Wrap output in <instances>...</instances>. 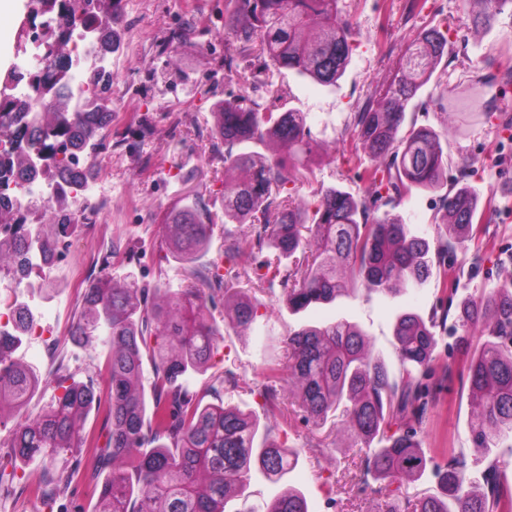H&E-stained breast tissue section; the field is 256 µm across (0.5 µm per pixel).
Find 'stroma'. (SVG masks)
<instances>
[{"label": "stroma", "instance_id": "stroma-1", "mask_svg": "<svg viewBox=\"0 0 512 512\" xmlns=\"http://www.w3.org/2000/svg\"><path fill=\"white\" fill-rule=\"evenodd\" d=\"M224 7L225 0L121 2L120 47L108 62L114 75L113 134L106 137L104 148L119 155L113 163L112 199L99 223L77 228L67 258L49 277L47 290L38 294L44 318L57 333L55 356L44 357L41 348L27 340L11 353L13 360L37 367L42 375L27 407L29 415L45 412L72 382L90 381L98 391L107 389V347L97 341L77 343L70 334L83 296L73 274L95 248L117 243L136 256L132 262L116 258L106 276L131 273L144 284L162 276L171 287L182 286L181 264L165 243L163 226L192 200L212 214L224 213V146L212 133L218 105L228 94H244L267 106L273 101L269 88L275 85L289 93L292 107L304 112L317 141L309 178L299 187L304 203H314L319 191L329 186L357 193L364 185L357 178L350 116L367 103L377 83L395 74L407 45L429 27L448 34V55L436 73L449 92H461L476 76L492 79L487 95L467 106L474 120L441 111L430 84L422 90V107L407 114L408 122L447 133L449 179H456L463 163H470L476 171L471 185L493 206L492 220L483 226L478 242L457 252L456 286L459 294L478 295L512 280V265L502 261L504 254L512 253V83L501 81L512 67V14L503 13L491 29L477 33L463 0H425L419 11L408 10L406 0H341L357 36L345 76L336 88L326 89L288 74L274 76L268 85L228 80ZM438 204V194L415 191L391 212L412 234L433 242L441 229ZM475 253L481 256L476 263L471 260ZM259 298L261 316L254 328L244 329L236 326L223 295H215L209 309L224 339L207 371L193 380L195 389L202 390L216 376H235L237 386L224 390L222 401L258 413L263 410V366L281 359L289 327L341 318L355 322L395 372L397 316L405 311L425 316L439 303L432 278L396 295L355 291L300 316L289 312L281 288L265 290ZM447 385L418 429L423 447L435 450L437 465L445 462V448L474 454L468 433L471 405L461 395L459 375H451ZM280 407L291 422L278 424L273 436L302 451L288 481L302 490L309 512H370L376 483L363 478L361 458L350 439L340 434L335 445L309 447L318 432L302 420L294 394L282 392ZM63 457L80 460L82 470L67 489L46 498L28 490L35 471L0 448V512H93L98 494L86 474L90 463L85 452L73 448Z\"/></svg>", "mask_w": 512, "mask_h": 512}]
</instances>
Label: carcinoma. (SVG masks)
Masks as SVG:
<instances>
[{
  "label": "carcinoma",
  "instance_id": "1",
  "mask_svg": "<svg viewBox=\"0 0 512 512\" xmlns=\"http://www.w3.org/2000/svg\"><path fill=\"white\" fill-rule=\"evenodd\" d=\"M67 5L66 11L57 9ZM31 0L46 7L53 27V53L40 56L36 70L19 74L22 87L40 91L41 107L28 111L25 101L0 97V128L9 147L0 151V266L17 278L28 275L30 256L38 247L51 256L78 227L82 190L97 170L96 154L104 148L103 131L112 124L107 93L112 71L86 73L79 96L85 108L74 110L65 90L73 63L59 66L71 52L74 37L93 36L100 56L115 52L121 0ZM340 0H226L224 30L242 44L251 60L229 59L226 70L245 81L259 82L272 71L287 70L324 88L336 87L350 62L355 29L340 15ZM473 5L475 29L493 26L512 0H467ZM448 53V38L436 27L423 31L405 49L400 70L375 90L374 99L351 115L356 157L366 184L353 194L335 187L320 190L309 208L281 196L286 185L307 179V156L313 139L304 113L285 105L260 107L245 97L230 96L221 106V123L213 137L224 142V223L250 224L253 236L224 234L228 259L253 249L271 254L258 282L279 285L288 310L299 314L330 304L360 283L368 293L397 294L417 286L440 270L439 306L428 317L401 313L394 326V347L401 379L372 352L364 332L346 320L322 325L303 323L288 331L284 362L265 368L264 396L278 409L282 382L296 389L305 420L322 428L340 417L362 453L364 476L379 481L374 490L377 512H512V491L501 481V460L489 449L512 439V281L460 303L455 337L461 372L473 409L471 438L481 456L469 460L448 451L434 471L439 494L408 496L402 487L427 472L430 454L416 433L401 428L412 419L425 421L439 378L448 365L436 364V328H446L450 313L448 270L457 249L477 238L488 207L460 170L461 186L441 195L447 232L438 234L436 256L429 242L411 235L402 220L384 210L413 190L437 192L448 183V136L428 127L401 132L408 107L416 108L420 90L432 79ZM279 144L284 157L257 160L256 148ZM40 178L53 192L43 202L54 232L33 230V206L20 210L6 192L20 186L19 176ZM170 247L188 264L185 278L199 288L173 289L159 279L152 285L126 277L100 278L84 292L86 312L73 335L90 339L105 332L107 362V439L89 449L90 478L104 470L94 512H225L229 501L244 494L253 479L277 487L262 512H308L304 494L287 483L300 450L279 444L260 417L239 407L205 404L189 379L209 366L224 333L208 311L216 293L230 296L236 325L256 323L259 301L252 289L227 288L233 269L219 274L205 260L213 235L211 214L194 201L165 225ZM29 317L17 306L15 331L0 335V405L20 410L38 388L33 367L6 362L7 349L21 341ZM479 340L472 343L470 332ZM151 376L144 375V361ZM100 398L94 386L74 382L64 387L49 410L27 417L11 431L8 455L40 472L37 489L59 492L79 470V463L59 467L56 457L74 443H87L82 419ZM483 465L474 476L472 465ZM483 484L481 491L472 487Z\"/></svg>",
  "mask_w": 512,
  "mask_h": 512
}]
</instances>
